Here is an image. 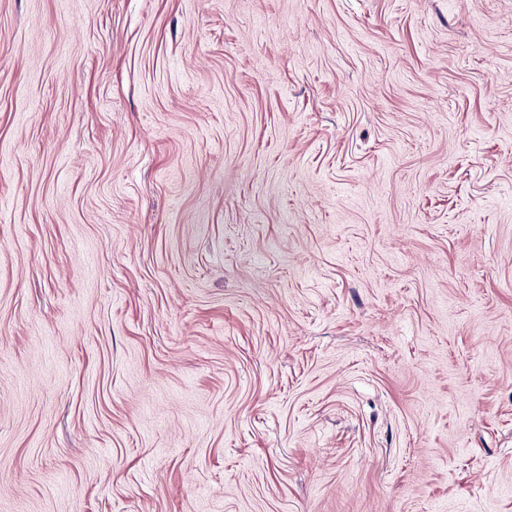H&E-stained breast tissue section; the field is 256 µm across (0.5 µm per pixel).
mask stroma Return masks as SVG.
I'll return each mask as SVG.
<instances>
[{
	"label": "stroma",
	"mask_w": 512,
	"mask_h": 512,
	"mask_svg": "<svg viewBox=\"0 0 512 512\" xmlns=\"http://www.w3.org/2000/svg\"><path fill=\"white\" fill-rule=\"evenodd\" d=\"M0 512H512V0H0Z\"/></svg>",
	"instance_id": "obj_1"
}]
</instances>
